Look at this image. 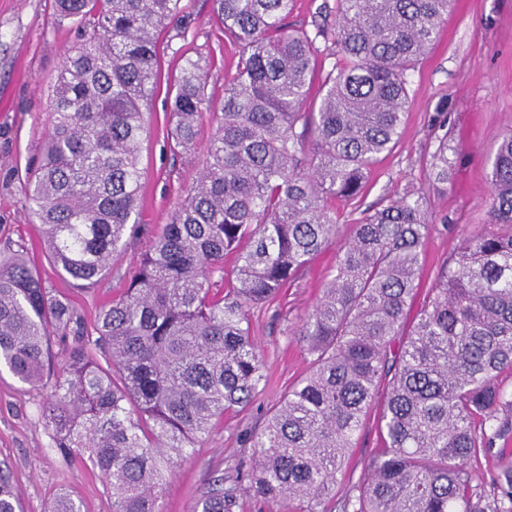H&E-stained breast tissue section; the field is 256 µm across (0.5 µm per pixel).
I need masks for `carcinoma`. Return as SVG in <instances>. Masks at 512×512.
Listing matches in <instances>:
<instances>
[{"label":"carcinoma","instance_id":"obj_1","mask_svg":"<svg viewBox=\"0 0 512 512\" xmlns=\"http://www.w3.org/2000/svg\"><path fill=\"white\" fill-rule=\"evenodd\" d=\"M55 2L84 32L49 86L50 128L28 190L53 267L87 291L138 229L144 109L161 80L155 33L180 0ZM452 2L336 0V61L309 111L314 39L284 26L292 0H213L241 58L202 168L127 288L89 329L26 253L0 255V366L49 390L54 447L106 478L112 512H159L183 451L265 387L251 310L330 246L334 272L289 331L310 369L250 436L249 492L287 512H325L382 390L383 448L342 512H512V468L491 498L467 471L512 430V392L498 384L512 369V131L493 154L486 229L461 242L415 312L430 224L420 193L382 200L347 238L328 204L362 198L367 171L396 143L408 71ZM206 83L201 61L188 58L169 84L170 137L184 152ZM432 175L448 184L446 133ZM235 504L221 487L194 512ZM0 512H19L3 474ZM47 512L81 509L61 493Z\"/></svg>","mask_w":512,"mask_h":512}]
</instances>
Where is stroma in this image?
<instances>
[{
	"mask_svg": "<svg viewBox=\"0 0 512 512\" xmlns=\"http://www.w3.org/2000/svg\"><path fill=\"white\" fill-rule=\"evenodd\" d=\"M336 0H293L289 30L315 37L309 103L319 102L324 76L335 58L334 18L325 10ZM178 18L158 34L163 79L177 73L185 58L207 66L208 110L190 152L173 154L166 90L148 110V136L140 159V227L112 257V269L94 288L73 292L54 270L28 200L27 179L41 158L48 131L47 89L63 52L81 33L77 20L58 16L55 0H0V252L24 250L43 278L69 293L86 324L126 287L152 236L181 206L196 179L220 121L224 85L233 77L239 47L224 35L212 0H180ZM325 35H317V27ZM412 105L391 152L372 168L360 202H337L342 236H349L366 209L380 199L422 189L431 224L425 242L422 291H429L440 264L453 256L462 238L477 234L489 219L487 174L493 151L512 130V0H458L431 49L408 76ZM448 115L447 185L430 180L431 155L438 141L435 113ZM336 262L335 249L315 256L302 278L281 298L251 312L269 385L246 408L226 413L212 433L187 449L173 468L159 501L161 512H193L214 479L236 495L233 512H281L278 505L248 492L255 460L248 440L288 387L309 369L310 358L290 330L311 309ZM44 391L20 383L0 367V472L10 476L23 512H46L59 492L70 493L81 512H112V499L98 470L61 458L42 415ZM382 400L368 410L346 461L337 494L357 484L381 446ZM512 466V434L472 465V485L483 496L496 491L502 467Z\"/></svg>",
	"mask_w": 512,
	"mask_h": 512,
	"instance_id": "1",
	"label": "stroma"
}]
</instances>
